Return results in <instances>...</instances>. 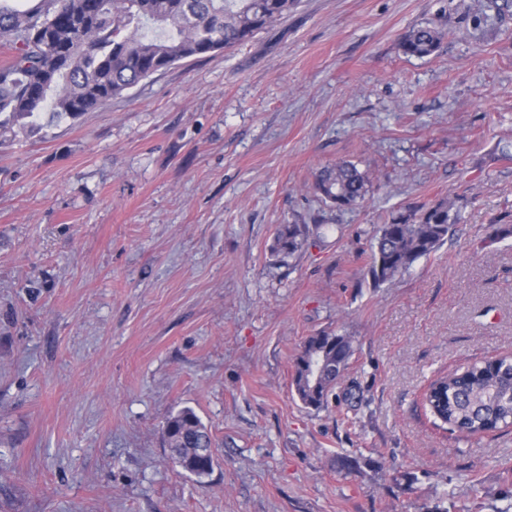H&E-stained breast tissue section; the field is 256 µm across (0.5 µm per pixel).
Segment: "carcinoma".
Wrapping results in <instances>:
<instances>
[{
  "label": "carcinoma",
  "mask_w": 512,
  "mask_h": 512,
  "mask_svg": "<svg viewBox=\"0 0 512 512\" xmlns=\"http://www.w3.org/2000/svg\"><path fill=\"white\" fill-rule=\"evenodd\" d=\"M298 0H0V40L16 51L0 66V129L31 132L44 112L76 117L122 95L158 71L243 45L282 19ZM443 33L429 24L407 31L404 54L428 57ZM369 177L352 163L321 170L313 189L336 208L363 203ZM461 221L459 197L409 207L377 227L367 275L373 287L395 281L435 252ZM304 224H285L274 251L293 256L305 243ZM512 237V217L489 225V238ZM349 337L322 332L307 338L296 358L294 388L302 404L319 410L348 368ZM451 430L481 436L512 425V356L474 362L434 381L425 396ZM170 459H183L202 478L215 462L209 428L191 408L164 426Z\"/></svg>",
  "instance_id": "cac0c4a2"
}]
</instances>
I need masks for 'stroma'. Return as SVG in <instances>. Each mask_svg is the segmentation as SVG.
Returning <instances> with one entry per match:
<instances>
[{
  "label": "stroma",
  "mask_w": 512,
  "mask_h": 512,
  "mask_svg": "<svg viewBox=\"0 0 512 512\" xmlns=\"http://www.w3.org/2000/svg\"><path fill=\"white\" fill-rule=\"evenodd\" d=\"M444 33L406 56L412 27ZM0 132V512H506L512 428L463 437L422 393L512 353V0H301L233 50L77 118ZM350 161L363 205L315 174ZM464 198L399 279L366 277L392 212ZM284 224H305L293 257ZM351 337L320 410L293 386ZM210 429L204 480L166 420ZM355 458L354 472L341 469ZM442 37V31L436 26L419 25L403 35L401 49L408 56L428 57L438 49ZM369 177L352 163H337L321 170L313 189L322 201L336 208L363 203L369 192ZM307 235L305 224L282 225L275 238L274 251L291 257L302 249ZM349 337L334 332H322L307 338L296 358L294 388L305 407L320 410L348 368L353 355ZM321 362L323 369L315 383L309 376L310 364ZM164 439L170 460L187 462L189 473L202 478L211 473L215 462L214 440L209 428L191 408L172 415L164 426Z\"/></svg>",
  "instance_id": "obj_1"
}]
</instances>
